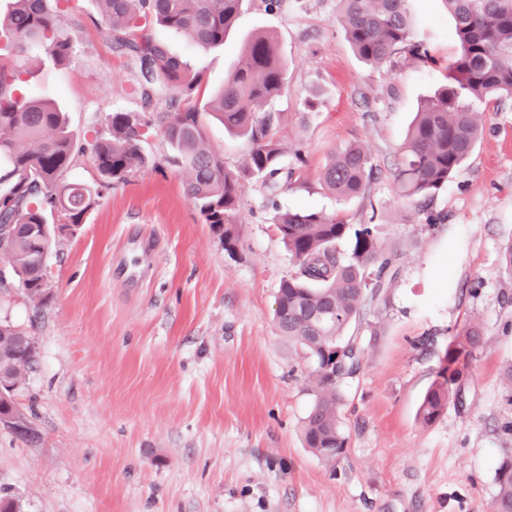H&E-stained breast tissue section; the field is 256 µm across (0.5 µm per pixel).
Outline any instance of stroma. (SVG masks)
<instances>
[{
	"label": "stroma",
	"mask_w": 512,
	"mask_h": 512,
	"mask_svg": "<svg viewBox=\"0 0 512 512\" xmlns=\"http://www.w3.org/2000/svg\"><path fill=\"white\" fill-rule=\"evenodd\" d=\"M83 39L66 69L43 70L28 94L56 102L77 136L65 178L100 188L91 152L117 110L137 111L135 75L119 66L91 0H70ZM336 0H248L223 47L193 48L151 31L188 56L200 91L224 84L245 39L275 33L288 62L277 101L279 137L301 145L305 183L280 209L337 212L370 224L397 257L387 286L350 334L364 348L341 418L348 447L326 464L304 447L312 402L300 346L273 326L290 269L259 183H247L235 253L204 224L166 166L160 126L141 146L160 169L100 188L73 236L51 245V298L37 307L20 287L0 292V317L37 344L15 402L39 439L0 427V495L23 512H490L494 472L512 435V102L476 101L484 134L427 210L401 200L391 171L420 103L446 83L457 53L442 0H408L413 38L428 62L396 59L369 70L336 20ZM318 111L305 112L308 97ZM367 146L376 178L339 201L319 182L337 149ZM437 223H426L427 214ZM481 327L484 345L461 397L433 425L416 418L455 329Z\"/></svg>",
	"instance_id": "35a3bbf8"
}]
</instances>
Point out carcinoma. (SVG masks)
I'll return each instance as SVG.
<instances>
[{"mask_svg": "<svg viewBox=\"0 0 512 512\" xmlns=\"http://www.w3.org/2000/svg\"><path fill=\"white\" fill-rule=\"evenodd\" d=\"M49 0H10L0 13V254L26 297L42 305L49 298L44 262L56 231L47 226L46 208L79 225L99 189L62 181L75 155L67 116L52 101L29 95L25 87L45 65L69 64L81 39L80 24ZM112 53L137 74L133 95L149 115L116 111L107 116V135L93 147L96 167L107 187L145 168L140 146L144 128L163 126L172 148L169 162L187 175L185 193L203 222L237 246L236 224L245 182H261L276 197L292 189L306 159L287 150L277 137L280 113L270 103L288 90V62L277 38L254 34L212 96L200 98L201 75L191 62L156 40L155 22L202 49L224 45L245 0H92ZM336 18L357 57L379 70L398 54L425 61L428 51L413 41L407 0H336ZM454 22L459 51L448 63V82L416 112L399 149L393 178L399 195L424 203L448 184L473 151L482 133L479 113L470 102L512 100V0H443ZM244 139L249 152L235 171L206 139L202 116ZM373 175L367 149L350 144L336 150L321 172L334 197L348 200L365 193ZM273 224L288 251L292 268L278 288L274 326L298 344L312 365L313 401L302 422L303 443L326 464L345 452L340 409L343 386L361 369L364 349L348 334L367 298L385 288L392 255L378 242L372 225L349 224L339 214L275 210ZM19 330L0 322V351L16 345ZM481 330L470 326L448 343L443 364L418 408L425 425L439 420L458 398L469 359L481 346ZM37 351L22 350L0 359V381L17 387ZM492 512H512V454L495 471Z\"/></svg>", "mask_w": 512, "mask_h": 512, "instance_id": "carcinoma-1", "label": "carcinoma"}]
</instances>
